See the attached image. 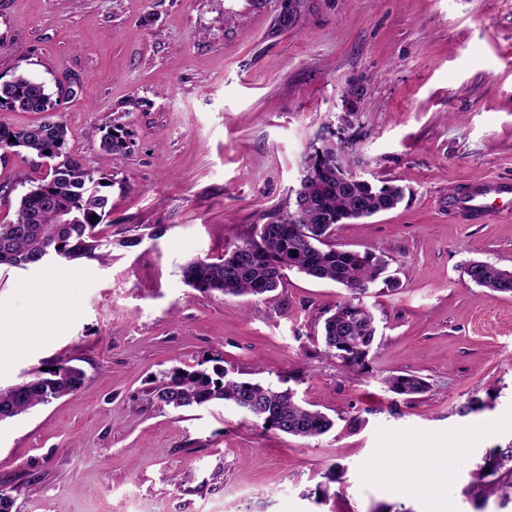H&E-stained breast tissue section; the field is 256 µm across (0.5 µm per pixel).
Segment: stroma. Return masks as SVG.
I'll return each mask as SVG.
<instances>
[{
	"mask_svg": "<svg viewBox=\"0 0 512 512\" xmlns=\"http://www.w3.org/2000/svg\"><path fill=\"white\" fill-rule=\"evenodd\" d=\"M287 3L0 0V82L25 72L56 96L68 151L112 179L114 242L105 264L0 271V314L21 318L0 323V386L60 359L85 372L76 392L0 423L12 512H512L469 493L483 457L512 442V295L463 273L474 259L512 269V215H448L449 192L512 178V0H302L284 27ZM117 112L132 139L119 160L101 147ZM331 128L358 173L404 187L395 208L333 236L387 256L399 282L366 300L378 339L363 371L316 341L346 296L336 283L292 272L261 299L201 293L181 274L284 207ZM47 172L25 152L0 157V221ZM55 268L59 326L41 317ZM211 357L290 386L335 428L304 439L228 403L154 398L155 377ZM402 371L427 392H389L384 377ZM471 396L487 408L459 416ZM454 444L441 476L414 455ZM407 464L413 485L392 495L388 475Z\"/></svg>",
	"mask_w": 512,
	"mask_h": 512,
	"instance_id": "obj_1",
	"label": "stroma"
}]
</instances>
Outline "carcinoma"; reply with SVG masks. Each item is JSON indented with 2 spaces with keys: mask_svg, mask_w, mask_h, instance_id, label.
Instances as JSON below:
<instances>
[{
  "mask_svg": "<svg viewBox=\"0 0 512 512\" xmlns=\"http://www.w3.org/2000/svg\"><path fill=\"white\" fill-rule=\"evenodd\" d=\"M4 108L45 117L17 127L0 123V155L24 149L53 165L44 178L28 181L15 219L0 222V268L29 269L48 261L110 257L111 251L102 250L105 243L99 226L112 210L106 192L111 180L87 169L67 151L69 130L54 119L46 85L25 73L1 82L0 109ZM123 118L122 113L115 115L101 138L102 148L116 159L127 153L130 144ZM335 137L330 133L329 139L307 154L299 186L285 209L255 226L250 236L224 247V254L188 261L182 276L196 291L226 296L267 297L284 286L292 271L342 286L349 297L327 311L320 343L343 367L363 370L377 327L361 295L379 287L393 291L397 281L386 256L372 248L363 252L340 248L331 243V237L335 226L346 219L369 218L396 207L404 190L392 181L377 185L351 178L350 142L341 138L336 143ZM293 250L297 251L294 257ZM464 274L492 296L512 293V270L473 260L465 264ZM214 362L210 369L202 362L191 369H170L158 380L154 397L178 410L219 401L248 405L254 410L252 417L264 427L294 437L316 438L336 425L326 413L302 406L292 388L240 379L220 365L222 359ZM84 378L81 368L61 359L29 380L0 387V422L77 391ZM383 382L400 396L421 395L428 389L424 378L407 372L390 375ZM489 476L494 480H487ZM471 492L479 497L496 493L512 501V443L483 458L474 472Z\"/></svg>",
  "mask_w": 512,
  "mask_h": 512,
  "instance_id": "carcinoma-1",
  "label": "carcinoma"
}]
</instances>
